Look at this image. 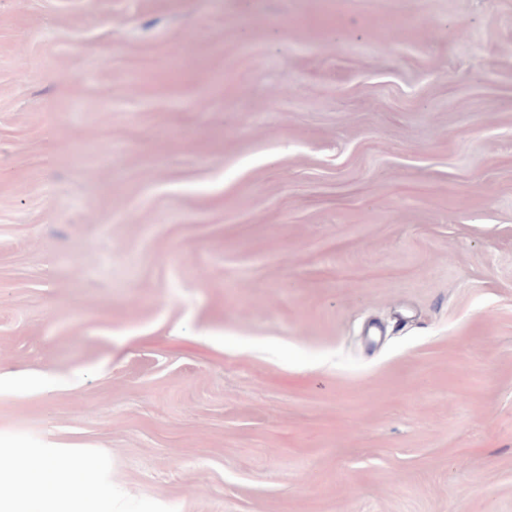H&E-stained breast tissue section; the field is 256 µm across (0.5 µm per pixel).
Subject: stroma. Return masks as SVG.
<instances>
[{
  "instance_id": "35a3bbf8",
  "label": "stroma",
  "mask_w": 512,
  "mask_h": 512,
  "mask_svg": "<svg viewBox=\"0 0 512 512\" xmlns=\"http://www.w3.org/2000/svg\"><path fill=\"white\" fill-rule=\"evenodd\" d=\"M43 372L89 512H512V0H0Z\"/></svg>"
}]
</instances>
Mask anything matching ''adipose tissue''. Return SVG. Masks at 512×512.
I'll list each match as a JSON object with an SVG mask.
<instances>
[{"label": "adipose tissue", "mask_w": 512, "mask_h": 512, "mask_svg": "<svg viewBox=\"0 0 512 512\" xmlns=\"http://www.w3.org/2000/svg\"><path fill=\"white\" fill-rule=\"evenodd\" d=\"M69 468H62V458ZM11 465L0 468V512H82L83 488L70 480L84 468L87 456L46 442L35 449L17 448Z\"/></svg>", "instance_id": "1"}]
</instances>
